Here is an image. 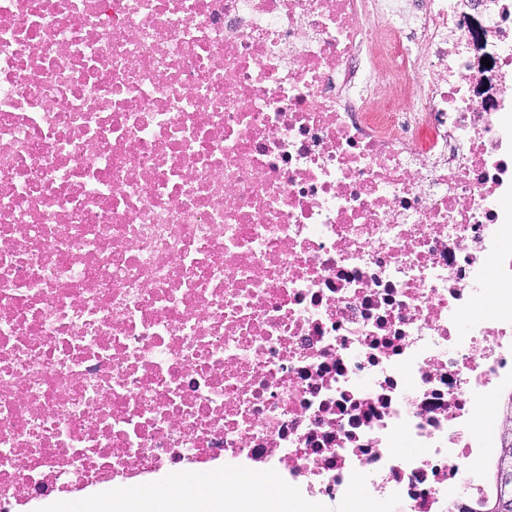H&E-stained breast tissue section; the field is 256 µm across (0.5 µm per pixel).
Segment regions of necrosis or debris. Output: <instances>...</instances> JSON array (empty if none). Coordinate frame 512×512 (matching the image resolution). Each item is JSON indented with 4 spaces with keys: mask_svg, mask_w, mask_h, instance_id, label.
I'll use <instances>...</instances> for the list:
<instances>
[{
    "mask_svg": "<svg viewBox=\"0 0 512 512\" xmlns=\"http://www.w3.org/2000/svg\"><path fill=\"white\" fill-rule=\"evenodd\" d=\"M511 113L512 0H0V512H479ZM224 498L225 509L211 512H239L242 502L253 512L282 511L284 496L271 483L259 486L252 478L240 476L225 485L224 492L211 478L196 476L193 488L177 497L156 493L115 496L110 500L107 512H202L208 511L204 503ZM238 501L239 510L226 508L227 503ZM114 494H115L114 491L103 488V489H100V490H97V491H94V492L88 494L81 501H79V503H76V504H74L73 501L65 499V498H52V499L42 500L41 504L44 502H47V501H52V500L66 501V502L55 503V504L51 505L50 507L43 509V510H45L43 512H58L57 510H53V509L57 508L58 505L66 506V510H64L62 512H78L75 510L79 509V508H81L82 512H92L89 510H92L91 505L95 500H97L101 497H104V496H112Z\"/></svg>",
    "mask_w": 512,
    "mask_h": 512,
    "instance_id": "4bbe7bcc",
    "label": "necrosis or debris"
}]
</instances>
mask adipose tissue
Returning <instances> with one entry per match:
<instances>
[{
    "label": "adipose tissue",
    "instance_id": "1",
    "mask_svg": "<svg viewBox=\"0 0 512 512\" xmlns=\"http://www.w3.org/2000/svg\"><path fill=\"white\" fill-rule=\"evenodd\" d=\"M224 499L246 504L249 512H279L284 497L272 485H258L247 476L218 487L211 478L199 476L193 488L176 497L156 493L129 494L110 500L111 512H203L205 502Z\"/></svg>",
    "mask_w": 512,
    "mask_h": 512
}]
</instances>
